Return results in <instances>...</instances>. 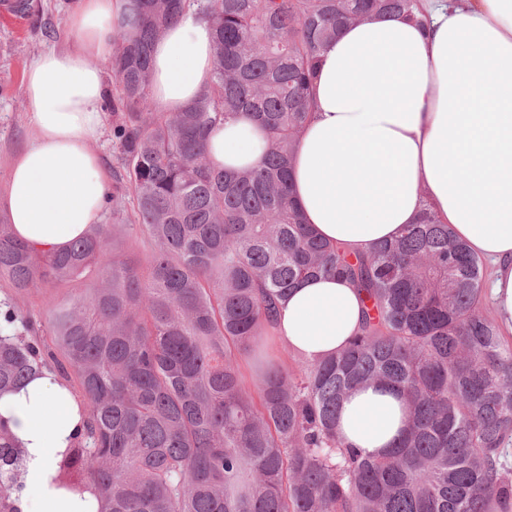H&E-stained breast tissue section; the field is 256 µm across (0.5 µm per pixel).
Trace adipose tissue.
<instances>
[{
  "mask_svg": "<svg viewBox=\"0 0 512 512\" xmlns=\"http://www.w3.org/2000/svg\"><path fill=\"white\" fill-rule=\"evenodd\" d=\"M126 0H77L69 42L41 54L23 84L35 133L10 161L0 202L17 237L45 252L99 223L107 175L93 145L106 120L101 66ZM426 20L372 17L341 29L323 53L311 114L294 149L293 193L306 224L333 244L370 253L429 209L487 261V289L512 335V0H425ZM213 31L187 10L156 43L157 110L181 112L208 85ZM266 134L251 118L217 123L207 153L219 168L256 166ZM362 303L336 277L300 281L268 333L317 362L358 333ZM85 401L52 373L0 395V423L22 448L12 512H100L95 488L53 481L59 455L84 430ZM409 408L384 387L353 391L337 431L382 454L403 437Z\"/></svg>",
  "mask_w": 512,
  "mask_h": 512,
  "instance_id": "ef3b65f1",
  "label": "adipose tissue"
}]
</instances>
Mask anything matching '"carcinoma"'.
<instances>
[{"mask_svg": "<svg viewBox=\"0 0 512 512\" xmlns=\"http://www.w3.org/2000/svg\"><path fill=\"white\" fill-rule=\"evenodd\" d=\"M214 34L209 85L183 112L152 107L151 58L189 8ZM416 20L420 0H130L108 64L120 170L112 223L35 253L0 220V393L44 370L87 401L55 483L96 487L102 512H512V343L485 312L483 259L427 209L368 256L312 235L290 196L293 145L315 65L344 26ZM266 132L262 163L207 158L209 129L240 114ZM146 233L141 262L122 249ZM349 280L363 323L339 354L287 370L264 327L298 281ZM88 280L49 310L40 283ZM257 378L244 384L242 357ZM378 384L406 399L383 456L344 444V400ZM22 450L0 428V512ZM85 288L80 284H68L42 288H32L29 294L21 301L25 311L39 319L47 327L49 309L54 301L64 300L71 296L81 294Z\"/></svg>", "mask_w": 512, "mask_h": 512, "instance_id": "cac0c4a2", "label": "carcinoma"}]
</instances>
